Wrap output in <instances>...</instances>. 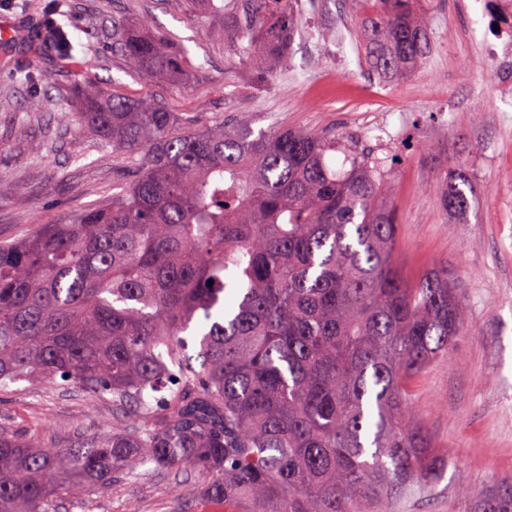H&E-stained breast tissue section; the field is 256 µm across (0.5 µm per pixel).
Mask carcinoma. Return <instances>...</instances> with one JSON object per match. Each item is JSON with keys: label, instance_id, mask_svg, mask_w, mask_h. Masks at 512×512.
Returning <instances> with one entry per match:
<instances>
[{"label": "carcinoma", "instance_id": "obj_1", "mask_svg": "<svg viewBox=\"0 0 512 512\" xmlns=\"http://www.w3.org/2000/svg\"><path fill=\"white\" fill-rule=\"evenodd\" d=\"M222 2L195 5L223 14L251 73L275 74L295 0ZM363 3L369 67L406 78L429 52L414 0ZM41 37L72 47L58 27ZM112 46L146 77H187L183 47L135 24L113 26ZM15 73L43 108L31 60ZM73 99L79 128L135 171L104 204L0 243V391L76 387L112 405V426L56 446L36 424H0V512H56L61 498L184 469L190 493L227 512H394L433 488L444 463L413 391L448 359L466 306L448 270L397 265L377 162L332 133L202 126L93 84ZM470 189L467 169L440 173L446 212H468ZM475 512H512V485L483 489Z\"/></svg>", "mask_w": 512, "mask_h": 512}]
</instances>
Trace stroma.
Listing matches in <instances>:
<instances>
[{"label": "stroma", "mask_w": 512, "mask_h": 512, "mask_svg": "<svg viewBox=\"0 0 512 512\" xmlns=\"http://www.w3.org/2000/svg\"><path fill=\"white\" fill-rule=\"evenodd\" d=\"M428 21L426 61L408 78L369 85L363 48L343 58L329 49L337 22L357 28L359 0H300L301 27L320 31L324 49L296 48L280 77L256 78L224 51V21L203 19L189 0H62L57 24L74 34L71 55L0 42V241L40 224H60L120 192L133 174L124 155L73 134L69 101L74 81L113 94L150 93L172 112L201 125L246 117L254 129H330L369 152L386 172L389 203L398 215L396 260L406 274L447 268L463 296L468 320L445 361L420 378L414 406L446 463L433 495H416L397 512H474L457 485L512 481V99L496 90L491 62L475 38H494L478 0H417ZM43 0H0V27L36 28ZM140 21L187 49V82L146 80L112 51L114 21ZM37 56L44 80L41 112L30 113L29 88L15 82L12 61ZM463 163L474 192L466 218L441 209L432 186L445 162ZM38 418L45 441L63 445L69 430L110 424L112 408L84 401L79 390L49 393L45 384H18L0 393V422L24 430ZM170 479L114 483L84 504L59 502L58 512H224L220 502L177 499Z\"/></svg>", "instance_id": "1"}]
</instances>
